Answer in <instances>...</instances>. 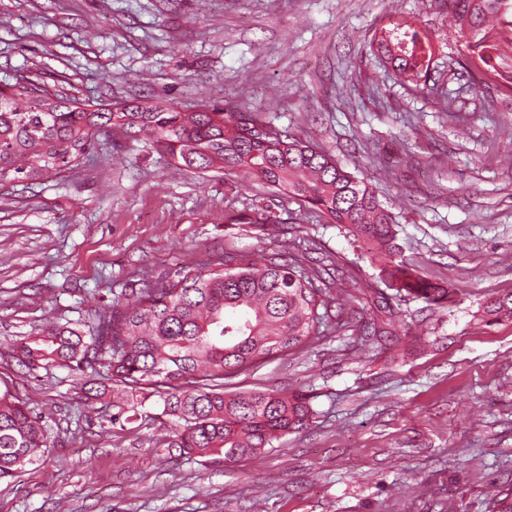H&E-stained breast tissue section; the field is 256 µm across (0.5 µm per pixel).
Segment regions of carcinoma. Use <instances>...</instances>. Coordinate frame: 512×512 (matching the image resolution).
I'll return each mask as SVG.
<instances>
[{"label":"carcinoma","instance_id":"1","mask_svg":"<svg viewBox=\"0 0 512 512\" xmlns=\"http://www.w3.org/2000/svg\"><path fill=\"white\" fill-rule=\"evenodd\" d=\"M456 36L476 69L473 87L512 96V0H444ZM372 43L402 83L416 84L432 66L429 39L399 18L374 32ZM266 127L254 115L217 108L184 112L173 105L130 100L122 112L63 95L45 85L17 82L0 91V182L36 181L80 166L104 132L117 146L142 142L175 165L201 172L241 173L279 201L296 202L344 225L389 258L376 292L380 321L348 323L370 340L389 334L394 303L407 298L444 305L457 291L421 276L396 251L392 214L372 188L309 143ZM228 224H276L268 208L225 209ZM127 301L94 313L88 330L53 322L19 339L13 358L27 374L65 368L83 377L85 401L116 409L108 422L125 427L143 418L137 394L162 401L175 419L164 440L168 453L187 460L231 462L258 453L310 424L307 396L287 388L230 394L224 379L319 337L331 307V282L274 249L247 260L215 254L205 267L159 274ZM485 313L512 319V292L490 301ZM50 437L45 417L30 412L10 388L0 391V481L36 461Z\"/></svg>","mask_w":512,"mask_h":512}]
</instances>
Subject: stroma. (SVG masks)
Returning <instances> with one entry per match:
<instances>
[{"instance_id":"35a3bbf8","label":"stroma","mask_w":512,"mask_h":512,"mask_svg":"<svg viewBox=\"0 0 512 512\" xmlns=\"http://www.w3.org/2000/svg\"><path fill=\"white\" fill-rule=\"evenodd\" d=\"M400 16L435 51L417 87L370 44ZM467 54L440 0H0V85L260 113L365 178L399 254L457 291L444 307L401 303L391 336L361 341L345 321L373 318L382 284L362 241L293 202L283 224L225 223L226 206L270 194L138 143L103 140L75 169L0 185V387L46 413L51 437L0 482V512H488L490 489L512 490V321L484 312L512 292V97L473 92ZM284 237L306 264H333L334 300L311 347L226 381L310 396L316 418L262 453L170 457L155 400L112 427L106 405L86 418L79 376H25L10 356L129 282Z\"/></svg>"}]
</instances>
